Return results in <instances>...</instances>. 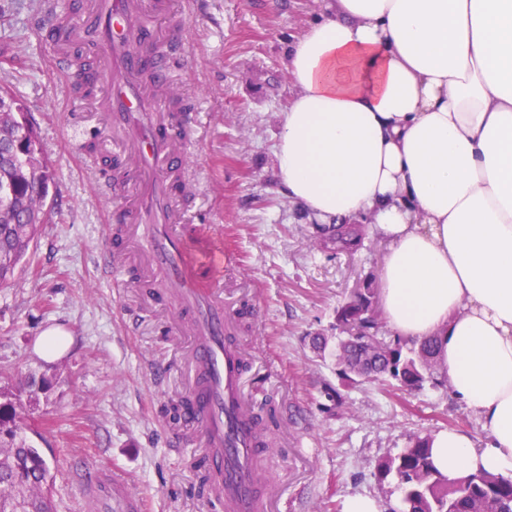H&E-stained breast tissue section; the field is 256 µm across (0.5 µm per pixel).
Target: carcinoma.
I'll use <instances>...</instances> for the list:
<instances>
[{"instance_id":"1","label":"carcinoma","mask_w":512,"mask_h":512,"mask_svg":"<svg viewBox=\"0 0 512 512\" xmlns=\"http://www.w3.org/2000/svg\"><path fill=\"white\" fill-rule=\"evenodd\" d=\"M53 172L30 125L24 102L0 88V284L14 276L26 260L44 223V202ZM319 248L353 252L361 243L359 224H323ZM336 375L347 386L371 380L394 381L404 390L427 382L448 386L438 374L437 339L408 344L395 336H379L378 289H358L336 308ZM33 374L15 387H0V412L26 416L22 396L36 384ZM37 449L27 443L20 424L0 422V512H54L50 469L29 464ZM380 477L394 476L402 496L391 512H512V480L489 473L448 478L433 465L430 437H415L396 456L379 459Z\"/></svg>"}]
</instances>
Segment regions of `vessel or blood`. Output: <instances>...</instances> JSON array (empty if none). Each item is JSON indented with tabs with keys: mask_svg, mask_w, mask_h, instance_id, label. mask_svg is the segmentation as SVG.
Here are the masks:
<instances>
[{
	"mask_svg": "<svg viewBox=\"0 0 512 512\" xmlns=\"http://www.w3.org/2000/svg\"><path fill=\"white\" fill-rule=\"evenodd\" d=\"M57 71L78 76L70 49L82 44L95 56L107 84L85 96L100 120L97 154L111 157L117 173L99 171L103 194L132 196L111 213L118 247L103 246L97 262L115 272L113 254L132 255L141 287L161 292L177 314L175 329L188 339L186 436L207 461L218 496L216 512H283L281 498L261 482L274 448L256 435L254 405L245 393L241 344L231 340L234 309L224 297V242L206 224L184 222L176 182L186 166L185 145L195 129L180 113L172 72L181 65L184 24L172 0H80L77 11L46 14ZM208 280H199L200 267ZM90 512H141L124 477L106 470L76 474Z\"/></svg>",
	"mask_w": 512,
	"mask_h": 512,
	"instance_id": "1",
	"label": "vessel or blood"
}]
</instances>
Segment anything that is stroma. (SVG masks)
<instances>
[{
    "label": "stroma",
    "mask_w": 512,
    "mask_h": 512,
    "mask_svg": "<svg viewBox=\"0 0 512 512\" xmlns=\"http://www.w3.org/2000/svg\"><path fill=\"white\" fill-rule=\"evenodd\" d=\"M64 0H0V87L22 99L53 165L49 218L30 260L0 285V374L49 378L40 397L32 445L48 458L55 512H86L73 473L118 469L147 501V512H208L198 493L199 448L170 447L175 434L162 409L183 393L185 341L171 329L164 303L147 301L124 280L101 279L96 254L110 240L108 211L123 196L98 193L87 162L70 147L80 105L55 72L38 19ZM186 64L178 85L196 104L198 138L187 145L191 223L224 241L229 300L246 293L256 307L249 327H235L253 364L249 386L281 406L293 442L262 480L288 500V512H344L355 495L383 512L399 503L394 478L378 460L414 436L456 428L486 433L448 390L406 391L383 382L345 389L334 405L333 358L317 357L311 335L336 333V307L355 284L376 280L385 250L367 235L361 249L335 255L310 245L320 231L279 189L274 148L278 114L292 79L284 55L317 17L316 0H187ZM59 329L55 359L34 350Z\"/></svg>",
    "instance_id": "obj_1"
}]
</instances>
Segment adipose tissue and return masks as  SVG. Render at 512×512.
I'll use <instances>...</instances> for the list:
<instances>
[{"label":"adipose tissue","mask_w":512,"mask_h":512,"mask_svg":"<svg viewBox=\"0 0 512 512\" xmlns=\"http://www.w3.org/2000/svg\"><path fill=\"white\" fill-rule=\"evenodd\" d=\"M285 67L282 192L384 242L386 323L487 433L432 435L437 469L512 479V0H321Z\"/></svg>","instance_id":"1"}]
</instances>
